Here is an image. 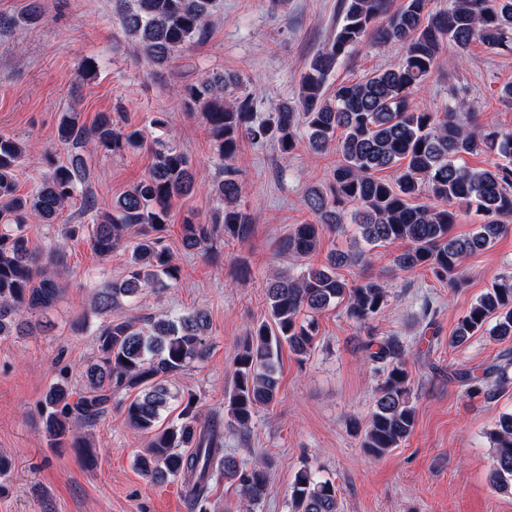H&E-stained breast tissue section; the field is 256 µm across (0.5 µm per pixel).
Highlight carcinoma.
Here are the masks:
<instances>
[{"label":"carcinoma","instance_id":"obj_1","mask_svg":"<svg viewBox=\"0 0 512 512\" xmlns=\"http://www.w3.org/2000/svg\"><path fill=\"white\" fill-rule=\"evenodd\" d=\"M429 4L431 0H406L392 13L390 0H340L336 33L301 72L295 100L277 105L267 118L258 117L249 94L226 97L221 73L203 74L181 87L183 106L201 115L223 162V178L213 186L218 203L210 222L185 220L182 250L216 258L217 232L241 241L250 234L254 217L239 207L243 186L236 161L243 141L270 143L288 155L304 140L310 150H333L343 161L330 174L329 191L309 193L306 205L315 222L295 225L282 242L284 253L296 259L317 253L322 236L342 228L344 205L354 202L360 209L353 223L368 246L408 244L395 258L398 270L426 269L449 288L461 287L465 259L512 231L505 223L512 219V132L494 121L477 122L466 93L452 94L442 112L420 109L413 96L438 66L446 43L462 58L474 41L491 51L512 52V0H447L435 11ZM213 8L214 0H134L121 13V22L140 51L165 65L187 45L207 37ZM41 17L40 6L34 5L21 19H0V29ZM366 39L377 46H400V62L328 93L336 65ZM57 137L72 150L69 162L47 160L38 188L20 194L16 172L26 149L19 140L0 135V336L31 334L30 316L46 312L59 299L67 244L58 243L42 261L25 228L33 218L54 223L76 199L84 211L95 213V222L77 224L67 236L87 234L91 250L102 259L123 246L131 249L128 278L96 289L95 313L109 315L123 300L140 302L181 279L164 234L171 201L196 188L187 156L159 137L147 141L142 129L106 113L90 126L67 116ZM89 144L107 153L147 149L152 155L146 176L118 197L110 211L100 210L86 189L90 168L81 151ZM478 152L494 155L488 167L473 169L464 163L465 156ZM387 169L393 170L392 179L377 176ZM426 194L448 206L415 203ZM459 206L487 218L477 233L453 234ZM369 262V251L357 247L332 252L325 265L308 266L296 276L273 273L266 288L268 320L249 327L234 356L225 419L204 415L196 394L172 391L177 376L207 357L206 311L174 310L148 317L145 326L132 318L101 322L96 358L82 370L85 389L77 393L63 379L41 400L45 436L52 447L73 448L84 463L95 464L86 429L112 407V396L132 392L134 397L123 406V421L149 439L145 452L135 458L144 477L154 484L181 483L192 512H208L212 484L223 478L237 482L240 495L256 504L269 494L270 461L251 467L239 463L224 449V426L250 432L257 410L276 401L282 345L298 357L308 355L316 343L318 315L344 301L348 317L367 330L361 345L366 361L381 374L361 447L374 458L384 456L412 433L416 407L407 345L398 336L379 338L370 327L386 305V287L373 277L351 284L336 273L339 266ZM478 333L492 341L512 338V274L471 304L448 336V348H460ZM454 377L467 396L485 403L496 401L512 380L498 363L457 370ZM488 438L492 488L512 489V412L499 414ZM288 507L290 512H340L336 485L304 466L289 486Z\"/></svg>","mask_w":512,"mask_h":512}]
</instances>
